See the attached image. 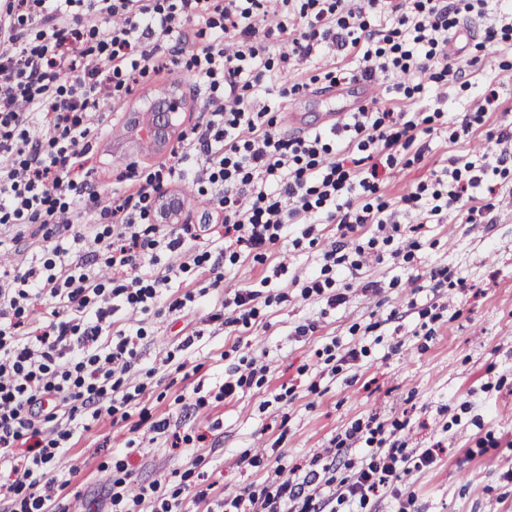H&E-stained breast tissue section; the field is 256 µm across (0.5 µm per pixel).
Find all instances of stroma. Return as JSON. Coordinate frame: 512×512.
<instances>
[{
	"label": "stroma",
	"instance_id": "stroma-1",
	"mask_svg": "<svg viewBox=\"0 0 512 512\" xmlns=\"http://www.w3.org/2000/svg\"><path fill=\"white\" fill-rule=\"evenodd\" d=\"M501 47L467 66L465 85L425 93V103L445 96L457 107L436 118L423 160L389 175L386 198L398 199L446 167L450 156L481 155L487 131L512 132V67L499 68L504 60L512 64V34ZM488 73L500 81L502 111L451 143L462 104ZM346 106V99L316 84L291 98L288 112L295 128L310 133ZM168 156L165 150L133 153L115 128L95 147L94 178L104 186L129 158L147 166ZM494 183V208L484 223L467 224L462 213H450L447 223L419 231L420 245L401 268L362 269L361 279L386 281L380 295L354 292L335 308L324 297H302L291 276L320 268L321 249L286 238L265 262L244 256L227 266L223 289L211 291L207 304L146 318L140 366L157 364L191 329L199 337L182 356L195 372L158 373L130 405L128 419L108 418L84 432L64 461L71 484L59 512H95L108 470L119 463L131 489L161 482L165 492H177L182 512H205L196 493L212 482L228 496L259 495L278 477L299 480L313 471L332 479L318 488L324 501L343 492L353 467L371 454L359 440L334 450V439L373 417L404 422L397 438L407 453L437 442L443 449L431 467L402 473L364 512H403L409 505L416 512H512V169ZM282 261L287 275L265 288L249 326L208 321L212 305L269 276ZM444 268L449 282L431 287L429 271ZM394 277L399 287H390ZM308 322L316 331L297 336L296 327ZM353 347L361 350L358 360H345ZM244 358L265 366L264 375L244 383L233 399L217 401L223 374ZM199 395L207 399L200 408ZM143 408L152 419L168 418L170 433L183 436L184 444L145 441L125 448Z\"/></svg>",
	"mask_w": 512,
	"mask_h": 512
}]
</instances>
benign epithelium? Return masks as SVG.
I'll list each match as a JSON object with an SVG mask.
<instances>
[{"instance_id":"benign-epithelium-1","label":"benign epithelium","mask_w":512,"mask_h":512,"mask_svg":"<svg viewBox=\"0 0 512 512\" xmlns=\"http://www.w3.org/2000/svg\"><path fill=\"white\" fill-rule=\"evenodd\" d=\"M187 106V96L179 85L173 86L163 98L137 99L135 107L125 113L126 140L135 145L148 143L158 150L167 148L178 134L180 117ZM154 207L155 220L159 224H186L194 218L201 224L210 222L207 213L192 216L186 198L169 187L156 193Z\"/></svg>"}]
</instances>
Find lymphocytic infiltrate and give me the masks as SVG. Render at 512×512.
I'll return each instance as SVG.
<instances>
[{
  "instance_id": "f902f5d3",
  "label": "lymphocytic infiltrate",
  "mask_w": 512,
  "mask_h": 512,
  "mask_svg": "<svg viewBox=\"0 0 512 512\" xmlns=\"http://www.w3.org/2000/svg\"><path fill=\"white\" fill-rule=\"evenodd\" d=\"M475 17L484 21L478 50L512 32V6L491 11L487 0H0V252L17 253L25 241L38 253L0 266V512H48L70 484L58 466L73 445L143 394L135 362L145 329H113L116 312L156 313L165 298L169 311L182 310L223 287L225 263L264 260L290 226L314 245L322 224L349 232L376 225L378 237L356 245L354 256L346 241H331L320 270L292 278L302 296L343 305L350 278L382 263L378 243L416 248L396 241L401 223H443L504 172L512 135L502 132L487 153L450 158L398 201L380 194L383 174L405 152L423 158L416 143L433 118L410 103L427 84L463 78L448 46L461 21ZM329 52L358 59L354 73L325 72L329 84L393 77L398 101L291 135L276 114L306 85L285 78ZM168 66L204 88L203 112L169 160L97 189L86 165L93 140L135 85ZM500 105L496 80L485 78L461 136ZM187 178L213 205L208 250L154 221L156 191ZM336 266L348 276L338 291ZM268 284L236 291L210 320L250 325ZM433 458L430 448L412 458L390 444L354 473L342 499L366 506L402 466ZM148 500L160 512L178 507L160 482L134 497L125 478L108 483L107 512Z\"/></svg>"
}]
</instances>
